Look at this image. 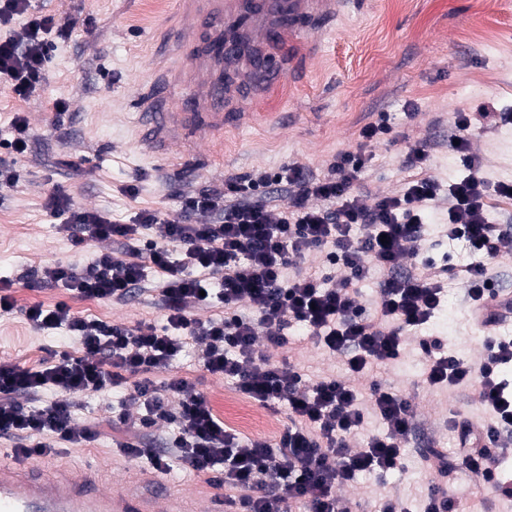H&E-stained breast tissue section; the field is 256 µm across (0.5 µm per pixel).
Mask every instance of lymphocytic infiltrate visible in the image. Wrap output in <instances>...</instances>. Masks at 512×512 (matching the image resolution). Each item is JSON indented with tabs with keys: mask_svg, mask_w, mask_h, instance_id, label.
I'll use <instances>...</instances> for the list:
<instances>
[{
	"mask_svg": "<svg viewBox=\"0 0 512 512\" xmlns=\"http://www.w3.org/2000/svg\"><path fill=\"white\" fill-rule=\"evenodd\" d=\"M24 18L20 31L0 36V83L15 98L28 100L45 80L48 37L65 36L72 23L32 11L31 0H0V27ZM494 121L489 107L455 116L454 147L468 174L442 185L426 172L430 145L407 144L403 167L409 177L392 195L367 198L358 188L368 163L362 145L388 133L385 122L365 125L361 147L337 154L324 175L295 165L259 178H228L224 195H186L174 219L154 212L120 224L103 213L76 207L51 194L46 208L64 217L58 231L71 245L89 241L121 243L124 255L103 252L87 266L60 262L37 270L39 283L73 296L120 301L148 276L159 278L165 308L162 322L129 327L88 319L59 302L34 305L27 318L39 330H65L78 345L28 368L0 360V437L14 441V453L44 454L57 441L90 444L99 432L78 426L79 399L104 392L134 377L128 401L143 407L138 418L121 410V421L148 428L156 420L174 423L170 453L141 443H122L123 453L168 475L185 469L223 488L234 512H345L337 496L364 472H387L404 460L403 440L415 426L411 404L383 386L384 373L405 351L409 335L441 307L449 281L463 280L473 305L497 299L491 265L512 254V227L488 220L490 197L512 199V183L490 182L472 152L470 132L479 120ZM287 185L290 205L272 216L266 190ZM448 196L449 241H463L471 259L463 265L437 264L420 254L429 201ZM383 271L372 308L360 301V284L371 270ZM221 304L208 318L199 306ZM252 316H243L242 306ZM512 311L493 314L486 329L485 354L472 364L445 351L439 337L419 339L428 357L424 382L431 388L472 389L493 419L487 427L452 421L458 455L483 486L512 502V483L499 479L497 450L512 447V388L500 380V366L512 364V336L497 326ZM302 327L323 350L344 356L346 376H325L306 385L301 368L277 362L273 350L288 342L286 331ZM201 350V365L212 375L266 409L287 405V428L274 441L246 437L225 427L210 399L192 391L170 367L187 348ZM166 373L163 384L152 375ZM370 377L368 396L357 379ZM387 425L350 446L366 411Z\"/></svg>",
	"mask_w": 512,
	"mask_h": 512,
	"instance_id": "1",
	"label": "lymphocytic infiltrate"
}]
</instances>
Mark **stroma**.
Here are the masks:
<instances>
[{
  "label": "stroma",
  "instance_id": "stroma-1",
  "mask_svg": "<svg viewBox=\"0 0 512 512\" xmlns=\"http://www.w3.org/2000/svg\"><path fill=\"white\" fill-rule=\"evenodd\" d=\"M172 2L33 0L37 10L72 19L74 27L65 37L53 38L39 95L21 101L0 85V141L12 138L11 120L18 113L27 118L31 133L25 154L0 148V170L16 176L14 184L0 187V280L13 281L15 299L13 311L0 315L2 359L36 368L52 353L75 349L65 331L31 325L25 311L35 304L64 301L78 315L129 326L164 315L153 279L123 302L72 296L24 281V274L49 263L83 267L101 250L122 253L109 241L74 249L45 208L53 192L122 224L143 210L172 219L181 213L184 193H223L231 177L273 173L289 164L324 174L336 153L355 148L363 126L380 119L392 133L430 141V172L448 183L465 174L459 157L448 150L454 130L449 116L484 105L495 106L501 117L480 126L472 148L490 179L512 181V0H489L484 7L478 0H366L364 11L343 14L315 32L320 52L308 57L304 74H282L272 87L243 99L242 109L254 113V122L225 127L221 146L161 158L139 139L135 112L162 65L161 30ZM60 100L68 112L58 125L53 104ZM403 150V144L384 137L367 143L371 160L360 190L371 197L401 190L407 177ZM448 297L426 332L440 337L455 355L476 361L482 341L468 322L465 291L450 284ZM279 355L320 374L345 373L343 356L317 348L296 327ZM424 368L413 344L394 362L388 381L416 406L418 425L404 440L402 468L362 474L354 486L341 490L351 512H372L376 499L387 496L403 498L408 512H423L429 494L425 457L431 446L455 458L448 418L478 415L468 388L451 393L428 388L422 382ZM169 431L163 422L139 432L116 424L104 428L94 443L69 447L58 462H94L105 487L151 494L152 471L129 462L115 443L138 440L165 452ZM448 494L462 512H512V503L480 491L465 469L449 484Z\"/></svg>",
  "mask_w": 512,
  "mask_h": 512
}]
</instances>
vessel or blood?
I'll use <instances>...</instances> for the list:
<instances>
[{
  "label": "vessel or blood",
  "instance_id": "1",
  "mask_svg": "<svg viewBox=\"0 0 512 512\" xmlns=\"http://www.w3.org/2000/svg\"><path fill=\"white\" fill-rule=\"evenodd\" d=\"M352 0H176L184 24L173 38L182 62L139 104L142 140L156 152L185 153L196 145L215 146L227 123H241L240 74H225L224 48L236 49L242 74L284 38H306L307 27L336 16ZM254 74V73H253ZM192 90L172 100L171 83ZM0 512H154L152 499L133 491L104 489L97 470H47L42 457H0Z\"/></svg>",
  "mask_w": 512,
  "mask_h": 512
}]
</instances>
